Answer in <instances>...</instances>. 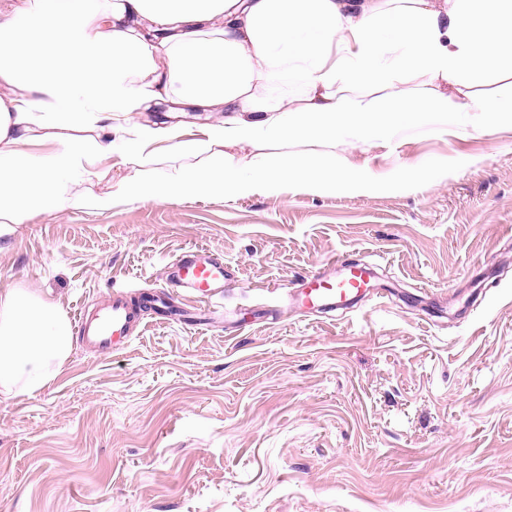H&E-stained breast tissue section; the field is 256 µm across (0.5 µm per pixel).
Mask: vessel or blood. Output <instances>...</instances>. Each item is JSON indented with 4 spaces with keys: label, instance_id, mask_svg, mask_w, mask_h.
I'll return each instance as SVG.
<instances>
[{
    "label": "vessel or blood",
    "instance_id": "b4317fda",
    "mask_svg": "<svg viewBox=\"0 0 512 512\" xmlns=\"http://www.w3.org/2000/svg\"><path fill=\"white\" fill-rule=\"evenodd\" d=\"M226 278L223 258L203 251L181 252L164 268V291L141 292L136 305L128 301L124 292H113L105 306L80 321L78 331L98 352H112L129 342L143 311L164 312L171 290L198 300L196 319L198 323H208L224 296ZM372 282L371 268L351 263L344 265L337 277L323 271L308 276L290 292L289 298L294 306L320 313L348 309L369 295Z\"/></svg>",
    "mask_w": 512,
    "mask_h": 512
}]
</instances>
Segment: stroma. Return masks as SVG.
Instances as JSON below:
<instances>
[{"mask_svg":"<svg viewBox=\"0 0 512 512\" xmlns=\"http://www.w3.org/2000/svg\"><path fill=\"white\" fill-rule=\"evenodd\" d=\"M338 155L423 190L119 201L0 228V289L71 324L222 255L223 320L145 314L105 355L0 396V512H512V126L405 130ZM377 295L331 316L288 293L333 258Z\"/></svg>","mask_w":512,"mask_h":512,"instance_id":"stroma-1","label":"stroma"}]
</instances>
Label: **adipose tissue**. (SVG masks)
<instances>
[{"mask_svg": "<svg viewBox=\"0 0 512 512\" xmlns=\"http://www.w3.org/2000/svg\"><path fill=\"white\" fill-rule=\"evenodd\" d=\"M508 72L512 0H0V223L123 199L379 191L337 145L386 144L408 126L489 132L512 119V95L477 86ZM409 74L420 87L400 88ZM293 80L303 97L270 96ZM163 102L224 119L196 140L140 122ZM112 154L141 168L200 160L75 193ZM71 349L59 304L0 289V395L49 385Z\"/></svg>", "mask_w": 512, "mask_h": 512, "instance_id": "obj_1", "label": "adipose tissue"}]
</instances>
